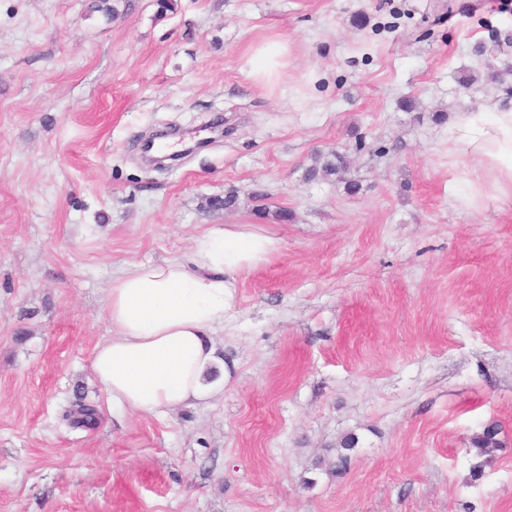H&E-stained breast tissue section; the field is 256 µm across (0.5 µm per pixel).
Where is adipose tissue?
Segmentation results:
<instances>
[{"mask_svg": "<svg viewBox=\"0 0 512 512\" xmlns=\"http://www.w3.org/2000/svg\"><path fill=\"white\" fill-rule=\"evenodd\" d=\"M287 65V44L279 39L246 60L260 86ZM450 136L465 146L494 194L512 198V112L465 116ZM280 247L276 237L216 224L195 239L189 262L134 263L113 277L105 299L112 334L90 362L113 406L156 416L210 399L215 384L208 374L219 362L214 334L234 310V276Z\"/></svg>", "mask_w": 512, "mask_h": 512, "instance_id": "obj_1", "label": "adipose tissue"}]
</instances>
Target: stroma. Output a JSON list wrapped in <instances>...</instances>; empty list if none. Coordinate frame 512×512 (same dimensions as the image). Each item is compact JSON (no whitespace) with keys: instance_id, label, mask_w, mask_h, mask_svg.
Returning <instances> with one entry per match:
<instances>
[{"instance_id":"obj_1","label":"stroma","mask_w":512,"mask_h":512,"mask_svg":"<svg viewBox=\"0 0 512 512\" xmlns=\"http://www.w3.org/2000/svg\"><path fill=\"white\" fill-rule=\"evenodd\" d=\"M96 2L0 0V512H512V199L475 196L448 136L512 108V0ZM266 39L288 66L260 88ZM219 119L144 162L153 134ZM334 150L345 170L309 179ZM215 224L282 241L235 276L223 393L113 409L90 369L113 275ZM79 397L94 429L61 418ZM245 65L255 84L266 85L288 66L287 43L278 39L266 44L251 53ZM500 433V429L497 426H489L471 438V445L476 449L477 456L484 458L482 462L474 466V475H481L483 466L490 461L493 453L498 448H502L503 441L499 438Z\"/></svg>"}]
</instances>
